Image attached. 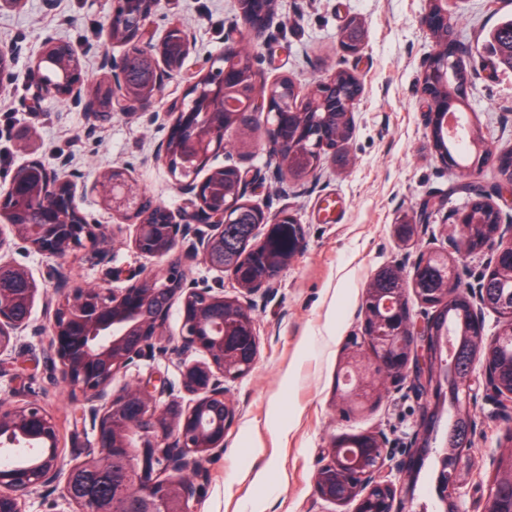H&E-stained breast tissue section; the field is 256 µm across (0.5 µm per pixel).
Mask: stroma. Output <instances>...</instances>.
Here are the masks:
<instances>
[{
	"label": "stroma",
	"instance_id": "obj_1",
	"mask_svg": "<svg viewBox=\"0 0 512 512\" xmlns=\"http://www.w3.org/2000/svg\"><path fill=\"white\" fill-rule=\"evenodd\" d=\"M426 8L427 0H277L269 37L253 44L267 77H287L305 86L346 69L359 76L363 92L347 144L354 159L349 169L326 163L313 179L284 191L269 179L248 196L259 207L295 215L307 246L254 312L258 359L247 376L228 385L236 417L224 435L223 450L207 463L209 481L193 502V512H334V505L319 499L312 487L332 440L382 431L399 443L412 429L418 403L405 392L391 393L356 415L341 410L334 395L344 344L374 273L417 251L448 248L459 235L454 216L472 200L471 194L458 191L460 175L441 160L430 135V106L420 92L423 61L435 48L420 23ZM111 10V0H26L22 9L0 11V49L13 56V79L0 89V183L24 160L6 133L26 130L37 139L38 158L60 178L91 180L124 166L155 199L180 211L183 198L174 179L155 159L166 131L152 116L186 94L182 79L170 81L155 102L136 114L96 118L84 99L30 102L34 60L48 35L77 49L89 82L105 80L106 55L125 51L124 44L107 39ZM448 10L471 73L465 117L495 150H512V71L482 56L488 31L500 18L512 16V0H448ZM235 15V0H160L151 33L161 39L167 21L179 20L193 35L186 60L191 67L223 53ZM351 15L362 18L366 29L365 45L356 54L339 46L341 28ZM429 199L440 202V209L432 211L415 245H402L393 224ZM81 208L95 223L112 228L111 261L94 265L83 253H70L63 271L72 285L105 281L123 288L130 275L152 266V259L133 250L131 226L102 208L95 192L85 191ZM7 255L32 273L39 294L7 370L0 373V401L44 406L57 421L64 461L70 464L82 428V401L45 364L51 263L19 242ZM473 415L470 453L488 476L490 457L503 446L512 421L499 419L482 399L474 404Z\"/></svg>",
	"mask_w": 512,
	"mask_h": 512
}]
</instances>
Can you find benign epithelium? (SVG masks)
<instances>
[{
  "label": "benign epithelium",
  "instance_id": "7a95c632",
  "mask_svg": "<svg viewBox=\"0 0 512 512\" xmlns=\"http://www.w3.org/2000/svg\"><path fill=\"white\" fill-rule=\"evenodd\" d=\"M160 0H141L133 12L129 0H112L110 39L127 45L119 57L107 58L110 77L98 85L99 113H135L156 100L171 80L189 83L181 100L169 104L165 140L156 146V159L175 178L177 191L188 197L190 219H179L164 204L147 194L127 170L114 168L95 177L92 188L100 204L112 214L133 220L135 253L155 260L125 288L102 284L73 288L62 272L55 271L53 291L59 297L48 321L47 361L58 371L71 393H80L82 419L90 421L94 444L81 449L80 460L64 467L57 424L39 404L0 405V512H24L25 496L62 488L73 512H116V502L72 494L73 483L90 475H104L116 465L127 475L131 512H192L191 501L207 479L206 463L224 448V434L236 417L225 386L246 376L255 365L259 336L252 311L264 299L276 278L305 247L302 224L285 210L256 208L266 235L254 242L235 267L224 268L216 250L224 242V225L240 223L239 207L248 203L253 184L266 178L302 182L314 176L325 161L350 165L346 145L350 137L336 134V122L348 132L354 128V107L362 92L360 78L352 76L353 93L339 92V73L322 77L300 89L290 78L261 80L257 56L248 44L234 38L238 24L248 34L265 35L274 15V0H237L240 21H232L224 55L206 58L194 71L182 66L193 38L176 20L165 34H176L180 54L168 53L167 38L154 45L145 40ZM421 24L434 35L436 48L423 64L420 90L431 102L433 142L448 134V102L442 92L448 77L461 68L464 48L454 39L448 0H428ZM341 49L358 53L364 45L363 26L352 17L341 29ZM33 71L37 95L55 99L81 98L85 79L73 47L47 36L35 58ZM260 127L266 136L265 170L242 168L233 162L198 179L200 168L218 154L232 157L225 140L235 128L245 132ZM14 147L31 156L14 169L0 186V275L13 273L21 283L0 288V365L11 355L17 333L32 316L39 288L27 268L3 252L11 240L28 244L35 252L62 267L73 251L84 252L93 263L108 259L106 226L96 224L80 208L77 184L60 180L42 160L33 157L36 145L24 131ZM484 163L500 172L502 183L512 186V152L474 144ZM37 165L43 176L35 183L23 181V169ZM478 206L499 207L483 194L456 215L461 238L448 250L419 252L409 265L398 266L400 287L378 301L381 316L368 306L357 314L358 332L350 337L341 361L343 387L335 396L351 413L377 404L390 389L408 388L420 400L419 422L406 447L396 452L382 431L334 438L329 460L313 476L314 491L336 506L354 505L353 512H406L411 488L406 480L420 460L437 457L436 490L440 512H465L461 488L474 477L466 449L434 448L429 437L435 404L431 398L446 382L448 366L440 362L454 352L453 341L437 315L417 318L411 299L438 310L464 307L467 335L481 341L489 352L498 348L496 337L484 336L483 311L490 306L485 288L490 274L512 288V225L495 231L498 250L485 269L462 284L459 265L482 251L473 244L468 218ZM434 204H423L411 217L393 226L402 242L419 236ZM196 261L219 272L231 271L238 294H224V284L201 286L187 276L186 262ZM437 269L441 287L428 292L419 275L426 267ZM178 306V336H166L173 306ZM172 350L182 366L181 388L194 396L185 404L175 396L166 378L149 375L114 389L115 377L156 350ZM459 379L462 411L482 397L500 415L512 419V391L500 387V367L486 359L475 361ZM492 470L506 473L507 481L493 485L487 509L512 512V447L491 456Z\"/></svg>",
  "mask_w": 512,
  "mask_h": 512
}]
</instances>
